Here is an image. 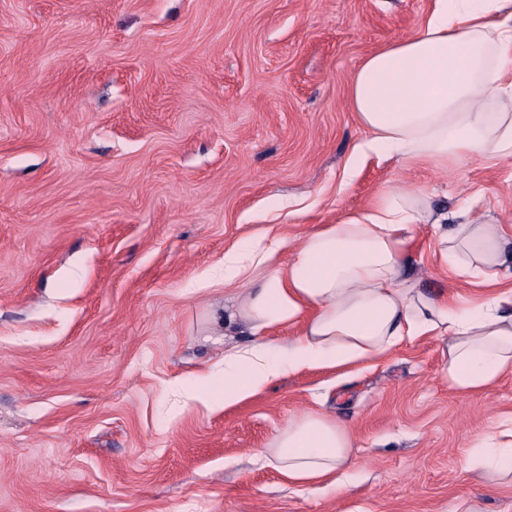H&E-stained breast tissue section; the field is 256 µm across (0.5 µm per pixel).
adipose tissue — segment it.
Masks as SVG:
<instances>
[{"label":"adipose tissue","mask_w":512,"mask_h":512,"mask_svg":"<svg viewBox=\"0 0 512 512\" xmlns=\"http://www.w3.org/2000/svg\"><path fill=\"white\" fill-rule=\"evenodd\" d=\"M350 104L368 133L355 154L443 171L512 158V0H433L411 36L364 57ZM430 218L422 192L387 188L310 231L288 264H278L283 241L270 231L226 250L221 279L238 297L212 321L244 324L251 340L225 348L219 382L184 398L225 409L286 376L368 363L426 335L447 337L455 390H485L512 372V289L499 287L512 236L476 219L438 229L449 273L490 288L462 307L424 296L403 276L413 228ZM294 325L293 339H273ZM472 446L468 468L512 473V419ZM353 448L340 422L307 412L275 432L262 459L288 481L333 488L353 468Z\"/></svg>","instance_id":"ef3b65f1"}]
</instances>
